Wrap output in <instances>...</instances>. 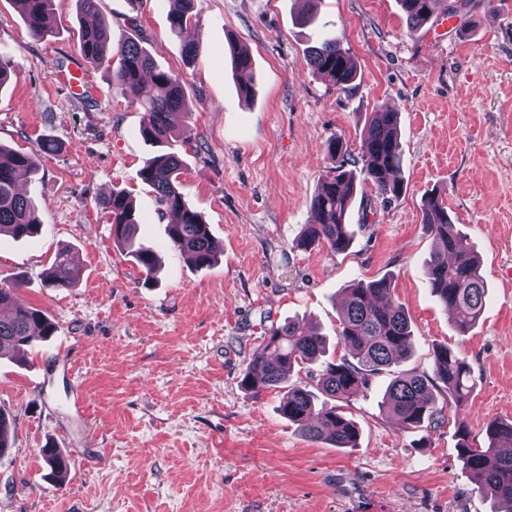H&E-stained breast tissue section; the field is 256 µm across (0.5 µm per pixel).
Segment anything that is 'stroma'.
I'll list each match as a JSON object with an SVG mask.
<instances>
[{"instance_id": "1", "label": "stroma", "mask_w": 512, "mask_h": 512, "mask_svg": "<svg viewBox=\"0 0 512 512\" xmlns=\"http://www.w3.org/2000/svg\"><path fill=\"white\" fill-rule=\"evenodd\" d=\"M169 9L100 0L98 17L113 42L141 33L156 64L188 85L174 149L185 164L179 189L218 253L206 268L170 245V218L139 178L156 152L140 133L142 109L113 93L104 68H87L78 89L63 81L83 61L77 0H55L39 38L14 0H0V48L15 62L0 88V144L40 153L41 172L22 189L44 221L36 237L0 239V283L22 277L20 302L58 325L0 360V410L12 422L0 512H495L458 455L453 408L404 429L380 406L390 374L344 406L359 427L353 448L309 441L279 415L280 393L253 394L240 380L265 328L299 317L335 338L344 288L385 277L413 330L398 371L430 370L433 346L448 345L476 380L466 413L475 445H486L491 419H512V0H470L450 18L439 10L416 32L399 0H322L311 25L304 0H195L181 39ZM325 32L353 57L351 90L307 64ZM187 39L196 61L183 54ZM235 45L253 61L248 101ZM377 109L400 114L406 192L386 200L358 181L348 250L298 248L335 164L327 140L340 137L359 159ZM115 189L134 195L138 236L159 259L154 277L113 243L97 201ZM429 191L481 260L486 306L465 335L428 285ZM63 246L80 276L51 288L43 272ZM47 444L70 458L63 483L40 456Z\"/></svg>"}]
</instances>
